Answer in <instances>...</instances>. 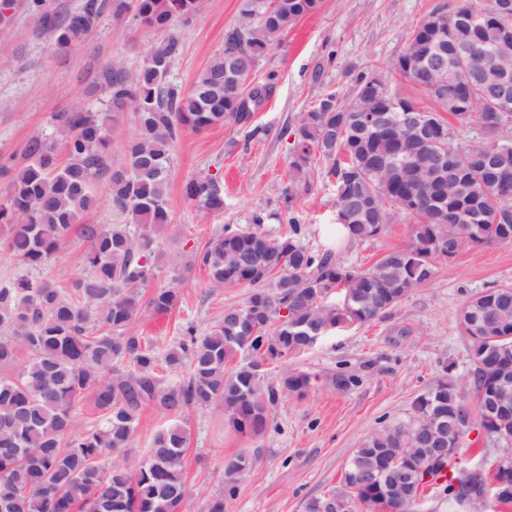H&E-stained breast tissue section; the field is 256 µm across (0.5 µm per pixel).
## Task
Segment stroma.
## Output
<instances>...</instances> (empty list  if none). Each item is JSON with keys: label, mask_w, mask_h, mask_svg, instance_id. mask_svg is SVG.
Instances as JSON below:
<instances>
[{"label": "stroma", "mask_w": 512, "mask_h": 512, "mask_svg": "<svg viewBox=\"0 0 512 512\" xmlns=\"http://www.w3.org/2000/svg\"><path fill=\"white\" fill-rule=\"evenodd\" d=\"M32 0H12L9 22L0 23V157L22 161L26 142L54 137L52 116L74 99L96 104L93 85L103 64L118 61L129 73L143 65L147 49L175 33L181 52L170 71L171 84L188 89L197 73L224 49V34L240 21L241 0H202L190 19H176L164 32L140 24L133 15L104 12L80 44L58 49ZM441 0H320L316 11L292 23L262 56L250 75L253 87L271 91L244 123L234 120L203 132H185L175 144L169 174L171 222L164 249H176L192 263L186 276L157 269L155 285L177 284L180 304L167 314L142 312L137 325L154 337L159 353L175 346L184 321L210 329L225 307L243 304L246 291L211 292L201 257L224 226L247 228L264 218L263 231L279 235L289 218L302 225L305 243L315 251L333 250L338 262L363 268L385 253L407 246L416 217L398 213L379 237L350 246L336 235L334 187L326 164L314 160L308 179L290 167L294 128L301 113L327 94L347 102L355 94L352 76L383 75L390 90L425 110L433 100L391 68L419 24ZM209 173L224 186V210L203 215L186 199L191 178ZM97 208L82 215L61 244L44 277L66 286L83 270L88 246L86 224H125L129 218L98 183ZM423 287L382 318L363 326L341 327L311 349L289 358L290 369L308 374L304 396L281 395L272 413L274 428L257 441L223 427L216 410H186L190 436L184 454L191 495L185 512H206L209 498L222 490L220 473L239 452L259 448V460L227 512H305L308 499L336 490L354 448L383 423L401 419L413 399L451 366L458 384L468 379V342L459 328L468 297L489 286L512 284V241L466 249L452 260L434 262ZM354 376L357 386L337 385L338 374Z\"/></svg>", "instance_id": "35a3bbf8"}]
</instances>
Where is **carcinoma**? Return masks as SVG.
Wrapping results in <instances>:
<instances>
[{"label":"carcinoma","mask_w":512,"mask_h":512,"mask_svg":"<svg viewBox=\"0 0 512 512\" xmlns=\"http://www.w3.org/2000/svg\"><path fill=\"white\" fill-rule=\"evenodd\" d=\"M201 0H84L75 11H44L42 25L67 49L82 42L104 11L120 17L128 10L145 26L167 29L178 17L197 14ZM319 0H242L238 26L224 34V51L182 90L168 82L170 66L180 54L173 34L147 52L132 77L112 62L97 72L104 92L99 106L76 101L53 115L65 160L57 144L32 137L25 163L15 168L0 160L9 176L0 199V224L9 225L6 246L26 275L0 285V512H185L189 488L183 453L189 426L177 420L152 437L142 458L127 453L142 408L153 405L176 414L189 407H216L224 424L255 440L270 425L271 409L283 392L304 394L310 378L284 370L268 380L263 366L282 363L311 348L343 324L363 325L395 308L428 283L433 260L458 255L466 248L512 239V135L507 118L491 105L503 82L512 76V43L503 44L500 21L485 16L492 6L473 0L452 9L443 3L413 32L405 52L420 59L442 45L450 59L441 79L448 98L433 112L444 130L441 144L416 145L400 128L386 123L390 111L368 122L376 108L364 97L371 75L355 78V97L340 103L333 94L304 112L294 129L291 166L310 173L312 159L329 164L335 178L336 212L343 223L338 236L349 244L378 237L394 220L403 201L418 199L419 218L412 243L383 255L366 268H346L332 251H314L303 241L299 224L287 236L262 231L263 218L246 230L224 229L208 245L202 263L212 291L246 288L243 305L224 309L205 334L186 323L176 347L159 355L156 343L134 328L145 310L171 312L179 304L175 285H152L149 259L156 236L170 224L167 187L175 144L187 131L201 132L227 119L246 122L241 84L224 77V61L236 57L243 77L296 19L311 13ZM497 59L488 56L497 46ZM459 49L470 57L459 59ZM404 79L426 89L429 74L392 63ZM137 116V133L127 142L125 164L114 170L108 128L118 114ZM455 120L450 124L442 113ZM479 127L482 136L455 144L456 128ZM449 150L448 179L430 174L426 160ZM108 182L112 206L132 218L130 224H89L86 270L62 287L42 277L78 217L90 210L93 187ZM185 197L205 213L224 210V188L211 174L189 180ZM488 338L487 348L470 343L469 391L443 375L416 396L410 417L368 434L347 461L341 488L306 504V512H376L390 503L402 512L403 501L443 486L448 498L481 512L482 494L504 482L500 504L512 505V444L500 463L482 470L455 469L424 480L432 449L422 445L412 418L440 417L444 425L459 414L477 413L479 399L504 369L512 372V286L487 288L463 307L459 325L469 336L472 325ZM124 361L119 369L115 363ZM186 370L176 384L160 367ZM91 400L100 421L79 427L77 408ZM404 454L403 470L392 471L393 458ZM244 452L224 465L223 489L211 497L207 512H224L258 461Z\"/></svg>","instance_id":"cac0c4a2"}]
</instances>
